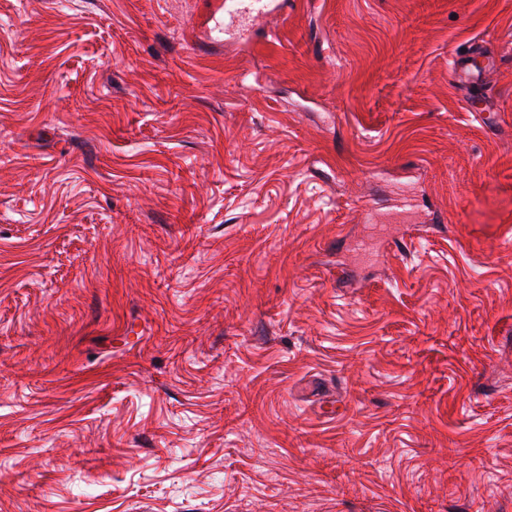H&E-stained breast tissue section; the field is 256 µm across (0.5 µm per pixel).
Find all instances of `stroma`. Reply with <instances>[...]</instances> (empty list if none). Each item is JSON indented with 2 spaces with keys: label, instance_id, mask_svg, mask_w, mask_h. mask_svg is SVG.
Returning <instances> with one entry per match:
<instances>
[{
  "label": "stroma",
  "instance_id": "1",
  "mask_svg": "<svg viewBox=\"0 0 512 512\" xmlns=\"http://www.w3.org/2000/svg\"><path fill=\"white\" fill-rule=\"evenodd\" d=\"M217 7L0 0V512H512V0ZM495 62L482 48L473 46L467 54L453 58L451 74L456 85L463 87L478 81Z\"/></svg>",
  "mask_w": 512,
  "mask_h": 512
}]
</instances>
